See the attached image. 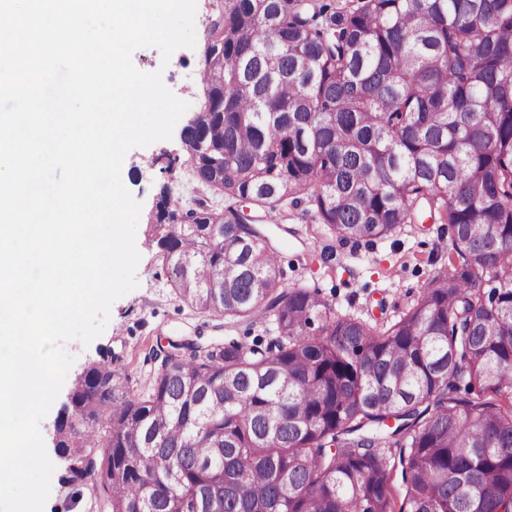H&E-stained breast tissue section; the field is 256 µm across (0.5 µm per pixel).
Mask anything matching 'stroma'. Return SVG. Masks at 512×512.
<instances>
[{"instance_id": "1", "label": "stroma", "mask_w": 512, "mask_h": 512, "mask_svg": "<svg viewBox=\"0 0 512 512\" xmlns=\"http://www.w3.org/2000/svg\"><path fill=\"white\" fill-rule=\"evenodd\" d=\"M212 18V0H197L194 48L177 49L167 61L154 47L133 55L138 69L162 71L165 85L188 102L189 109L176 123L171 139L132 149L125 157L126 187L142 204L135 241L140 255L138 286L112 304L106 329L90 345L76 339L66 342L65 349L75 361L40 425L45 444L53 442L54 424L78 375L101 356L110 355L113 369L129 374L134 390L141 393L150 386L158 366L154 353L169 340L194 337L199 329L211 338L224 334L222 318L199 315L180 298L152 236L167 193L180 197L187 207L201 198H217L193 180L181 140L182 130L204 97L199 70ZM269 233L280 242L285 288L319 289L332 296L337 311L373 323L393 319L412 303L431 276L445 267L450 248L447 225L429 223L403 225L393 236L370 245H337L326 228L301 207L289 209L286 229L273 224ZM330 244L335 257L326 262L321 253Z\"/></svg>"}]
</instances>
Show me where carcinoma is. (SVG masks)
Wrapping results in <instances>:
<instances>
[{"label":"carcinoma","instance_id":"obj_1","mask_svg":"<svg viewBox=\"0 0 512 512\" xmlns=\"http://www.w3.org/2000/svg\"><path fill=\"white\" fill-rule=\"evenodd\" d=\"M189 129L214 209L167 200L162 263L267 339L172 342L144 396L95 363L58 481L101 512H512V0H220ZM302 204L342 245L448 225L394 320L281 288L256 219Z\"/></svg>","mask_w":512,"mask_h":512}]
</instances>
